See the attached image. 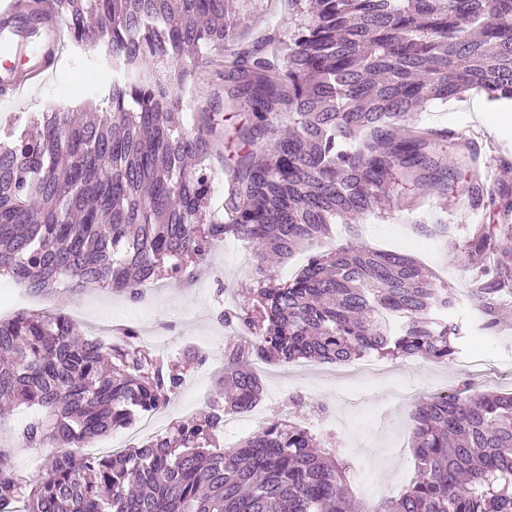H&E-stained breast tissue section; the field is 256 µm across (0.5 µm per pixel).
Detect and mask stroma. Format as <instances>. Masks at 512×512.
Here are the masks:
<instances>
[{
	"mask_svg": "<svg viewBox=\"0 0 512 512\" xmlns=\"http://www.w3.org/2000/svg\"><path fill=\"white\" fill-rule=\"evenodd\" d=\"M300 20L290 0H254L249 31L237 42L238 48L251 45L253 32L274 26L287 34ZM101 58L73 49L66 50L57 71L40 86L19 100H0V126L15 115L41 112L49 108H75L89 93L102 90L106 78ZM412 123L437 130H449L462 141L471 142L481 152L491 174V182L512 185V169L501 166L503 157H512V100L491 101L484 94L470 92L461 98L429 102L411 116ZM471 186L468 171L459 166L448 182L450 207L433 198L416 211L394 208L364 216L359 221L360 243L383 250L416 255L457 295H465L473 278L483 267L482 258L471 255L469 244L477 225L498 224L502 218L492 208L475 213L460 206ZM444 221L448 236H420L414 223ZM238 243L226 239L223 250L214 253L209 270L191 286L169 279L161 281L151 303L134 302L122 294L93 289L80 294L57 292L43 296L44 305L54 313L69 314L84 309L93 317L128 327H168L181 364L182 384L163 416L179 422L199 412L198 388H212V378L224 365L225 336L220 331L223 307L241 300L252 283V264H241ZM81 324L79 332L91 336L92 329ZM201 348L204 362L186 361V347ZM512 363V313L508 314L488 346H480L473 335L456 344L452 359L434 362L420 358L386 360L388 374L365 382L356 374L358 361L342 364L294 362L266 365L262 378L263 400L250 412L251 430L266 425L271 414L284 409L290 394H302L307 406L294 409L296 418L307 420L317 434L331 430L352 469H374L382 482L375 492L382 498L398 493L414 477L410 452L415 423L411 412L416 402L438 395L440 390H455L466 379L477 390L512 392V382L498 379L496 369ZM326 406L324 417L310 415L314 403Z\"/></svg>",
	"mask_w": 512,
	"mask_h": 512,
	"instance_id": "1",
	"label": "stroma"
}]
</instances>
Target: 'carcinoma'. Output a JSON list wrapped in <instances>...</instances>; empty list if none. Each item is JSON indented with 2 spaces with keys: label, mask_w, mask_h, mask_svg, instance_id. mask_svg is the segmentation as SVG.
<instances>
[{
  "label": "carcinoma",
  "mask_w": 512,
  "mask_h": 512,
  "mask_svg": "<svg viewBox=\"0 0 512 512\" xmlns=\"http://www.w3.org/2000/svg\"><path fill=\"white\" fill-rule=\"evenodd\" d=\"M253 0H57L72 45L102 55L108 94L75 110L20 115L0 130V277L41 292L89 286L139 298L162 277L192 280L226 237L251 243L254 285L224 323L254 332L224 344L211 407L172 431L104 457L82 452L170 400L176 370L131 344L75 339L59 314L0 319V512H512V393H450L415 406L416 476L396 496L354 503L336 443L275 417L233 448L224 415L263 394L246 358L344 363L368 354L445 361L462 327L457 295L407 253L361 245L320 250L282 285L264 258L284 260L331 226L377 208L420 207L448 192L438 152L449 131L410 125L434 100L480 90L512 99V0H311L288 32L235 53L250 119L210 208L223 129L209 105L184 123L188 79L224 53ZM288 116L278 132L274 120ZM474 210L483 189L477 148L457 142ZM470 248L496 262L467 300L492 336L512 294V235L485 224ZM34 407L24 426L9 406ZM44 449L48 473L21 483L15 456Z\"/></svg>",
  "instance_id": "obj_1"
}]
</instances>
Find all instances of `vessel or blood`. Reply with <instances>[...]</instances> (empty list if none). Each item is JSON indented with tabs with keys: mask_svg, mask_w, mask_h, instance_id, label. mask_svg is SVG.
I'll return each mask as SVG.
<instances>
[{
	"mask_svg": "<svg viewBox=\"0 0 512 512\" xmlns=\"http://www.w3.org/2000/svg\"><path fill=\"white\" fill-rule=\"evenodd\" d=\"M51 22L45 38L30 54H19V38L29 24L20 0H0V19H9V30H0V96L8 99L25 96L30 88L57 69L65 50L67 32L56 21L55 0H43Z\"/></svg>",
	"mask_w": 512,
	"mask_h": 512,
	"instance_id": "1",
	"label": "vessel or blood"
}]
</instances>
